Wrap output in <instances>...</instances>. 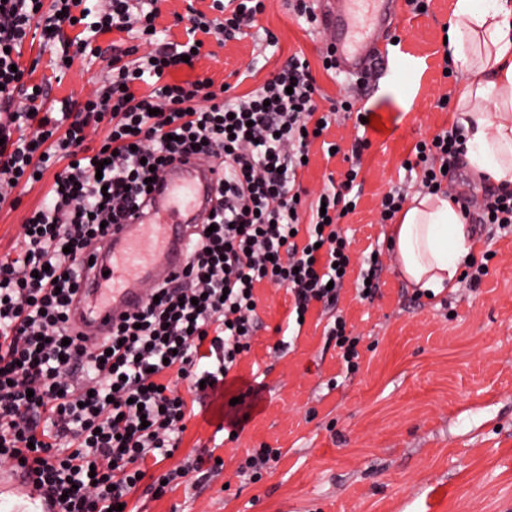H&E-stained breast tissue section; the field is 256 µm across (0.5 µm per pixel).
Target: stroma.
<instances>
[{"label":"stroma","mask_w":512,"mask_h":512,"mask_svg":"<svg viewBox=\"0 0 512 512\" xmlns=\"http://www.w3.org/2000/svg\"><path fill=\"white\" fill-rule=\"evenodd\" d=\"M288 0H265L247 36L217 44L195 71L247 93L300 52L323 92L353 90L322 69L328 36L288 12ZM455 0H430L427 13L402 6L399 43L386 74L359 92V106L382 121L367 129L361 158V197L341 228L353 265L365 250L380 262L377 296L358 297L346 281L334 309L315 304L300 333H282L292 298L261 284V327L232 375L259 398L236 440L219 426L223 398H205L187 424L176 459L213 452L224 461L205 483L187 481L162 498L141 497L140 512H512V231L475 224V256L491 253L479 287L460 282L435 298L417 297L398 274L388 248L380 202L391 188L419 191L403 169L415 145L452 125L462 72L443 73L445 28ZM276 46H268L266 32ZM24 62L51 78L47 106L83 96L106 74L110 60L75 61L53 80L50 50L25 42ZM255 76L245 77L248 65ZM447 108H439L440 98ZM48 182L21 191L18 206L0 208V256L15 255L22 225ZM341 314L357 336V371H347L324 329ZM277 448L281 456L260 481L237 476L248 452Z\"/></svg>","instance_id":"obj_1"}]
</instances>
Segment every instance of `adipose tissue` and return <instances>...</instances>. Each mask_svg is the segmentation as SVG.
I'll return each instance as SVG.
<instances>
[{"label": "adipose tissue", "instance_id": "1", "mask_svg": "<svg viewBox=\"0 0 512 512\" xmlns=\"http://www.w3.org/2000/svg\"><path fill=\"white\" fill-rule=\"evenodd\" d=\"M448 51L464 80L456 123L475 178L512 189V0H455ZM396 264L415 288H457L472 249L457 204L440 194H414L391 229Z\"/></svg>", "mask_w": 512, "mask_h": 512}]
</instances>
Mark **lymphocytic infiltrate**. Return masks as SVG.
Masks as SVG:
<instances>
[{"mask_svg":"<svg viewBox=\"0 0 512 512\" xmlns=\"http://www.w3.org/2000/svg\"><path fill=\"white\" fill-rule=\"evenodd\" d=\"M160 2L109 0L96 10L86 0H53L46 12L43 0H0V182L26 187L52 176L16 257L0 258V464L21 469L50 512H138L139 490L159 499L203 472L204 456L173 460L193 414L186 397L223 393L260 323L256 284L286 288L293 314L304 316L312 303L336 305L351 267L338 224L357 208L369 139L354 138L348 169L324 185L309 220L296 211L310 144L331 153L326 136L339 114L365 117L355 95L321 110L298 53L243 96L209 77L176 79L199 35L220 43L243 35L265 3L212 0L216 18L191 12L185 42L159 49ZM34 29L56 49L58 71L111 55L100 85L59 111L42 109L49 84L32 82L33 67L21 63ZM114 30L136 44L106 52L96 38ZM99 126L106 134L89 146L86 130ZM462 155L455 127L418 142L410 169L423 190L438 193ZM184 157L212 159L223 175L208 224L189 236L181 275L153 286V300L104 342L83 344L68 311L84 254L145 200L148 180ZM452 200L472 223L512 227V191ZM169 459L163 476H150V464Z\"/></svg>","mask_w":512,"mask_h":512,"instance_id":"f902f5d3","label":"lymphocytic infiltrate"}]
</instances>
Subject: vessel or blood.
<instances>
[{"label":"vessel or blood","instance_id":"b4317fda","mask_svg":"<svg viewBox=\"0 0 512 512\" xmlns=\"http://www.w3.org/2000/svg\"><path fill=\"white\" fill-rule=\"evenodd\" d=\"M317 8L340 69L380 73L399 22V0H317ZM217 178L216 170L195 162L172 165L147 205L127 223L113 225L106 240L91 249L92 263L69 312L70 326L85 344L100 343L145 305L148 294L139 281L163 283L181 273L191 227L204 222ZM1 492L31 497L19 474L4 467Z\"/></svg>","mask_w":512,"mask_h":512}]
</instances>
